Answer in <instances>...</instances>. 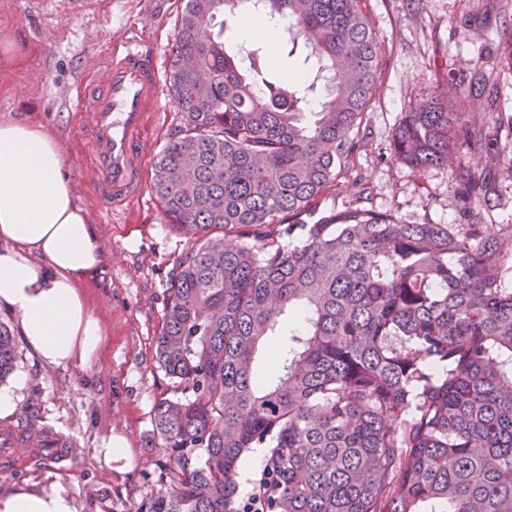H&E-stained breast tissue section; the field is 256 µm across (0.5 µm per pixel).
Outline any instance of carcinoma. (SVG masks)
<instances>
[{
    "mask_svg": "<svg viewBox=\"0 0 512 512\" xmlns=\"http://www.w3.org/2000/svg\"><path fill=\"white\" fill-rule=\"evenodd\" d=\"M363 0H186L170 49L179 135L152 191L190 235L174 260L156 359L179 397L153 409L169 489L135 512H243L239 463L268 454L253 512H512V224L482 212L512 179V115L491 76L512 71V23L480 68L453 69L395 130L416 169L460 168V224L351 208L305 220L349 168L377 91ZM284 21L308 70L273 74L262 47L227 51L211 23ZM327 98L303 121L306 93ZM481 102L476 121L461 101ZM274 354L279 375L255 370ZM0 322V382L16 368Z\"/></svg>",
    "mask_w": 512,
    "mask_h": 512,
    "instance_id": "cac0c4a2",
    "label": "carcinoma"
}]
</instances>
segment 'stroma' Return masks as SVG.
<instances>
[{
	"instance_id": "35a3bbf8",
	"label": "stroma",
	"mask_w": 512,
	"mask_h": 512,
	"mask_svg": "<svg viewBox=\"0 0 512 512\" xmlns=\"http://www.w3.org/2000/svg\"><path fill=\"white\" fill-rule=\"evenodd\" d=\"M186 0H0V119H31L59 141L77 203L97 224L111 259L85 280L82 294L106 337L95 367L67 370L38 363L25 343L6 388L20 402L0 430L26 441L0 451V491L16 485L55 486L78 512H133L162 489L164 459L152 446V416L176 387L160 370L154 339L165 312L172 262L188 235L167 224L145 166L140 199L122 215L98 210L87 193L88 147L75 110L74 86L112 48L115 36L139 39L169 68L177 19ZM491 0H366L380 46L378 90L360 126V145L347 173L320 199L321 211L353 203L410 224H456L450 191L460 167L481 169L476 155L453 157L421 172L392 154L394 132L410 107L445 83L450 69L478 66L496 50L500 21ZM74 445L51 458L36 440L44 431ZM122 437L127 459L105 465L96 456L103 438Z\"/></svg>"
}]
</instances>
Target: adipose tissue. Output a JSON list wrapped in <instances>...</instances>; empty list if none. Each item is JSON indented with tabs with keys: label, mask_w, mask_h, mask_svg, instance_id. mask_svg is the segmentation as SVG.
<instances>
[{
	"label": "adipose tissue",
	"mask_w": 512,
	"mask_h": 512,
	"mask_svg": "<svg viewBox=\"0 0 512 512\" xmlns=\"http://www.w3.org/2000/svg\"><path fill=\"white\" fill-rule=\"evenodd\" d=\"M107 260L97 226L77 205L53 135L0 120V310L15 317L46 365L91 368L104 332L79 285ZM0 512H77L54 487L0 493Z\"/></svg>",
	"instance_id": "ef3b65f1"
}]
</instances>
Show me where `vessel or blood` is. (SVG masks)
<instances>
[{
    "mask_svg": "<svg viewBox=\"0 0 512 512\" xmlns=\"http://www.w3.org/2000/svg\"><path fill=\"white\" fill-rule=\"evenodd\" d=\"M163 79L155 54L127 37L107 57L102 75L83 77L76 86L92 148L88 185L104 211H123L141 196L152 147L148 131L167 121Z\"/></svg>",
    "mask_w": 512,
    "mask_h": 512,
    "instance_id": "1",
    "label": "vessel or blood"
}]
</instances>
